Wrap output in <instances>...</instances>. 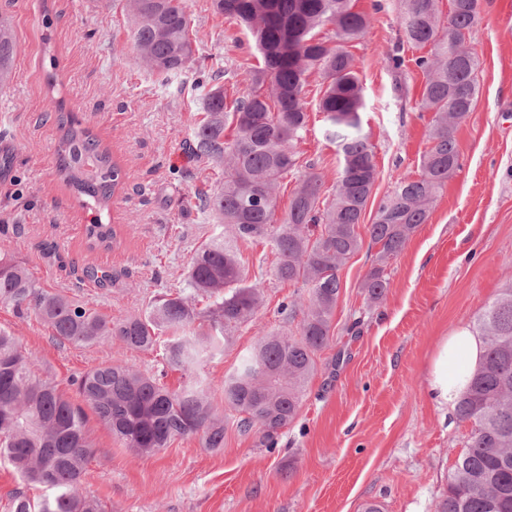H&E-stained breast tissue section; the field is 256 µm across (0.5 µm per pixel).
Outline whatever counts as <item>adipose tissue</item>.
Returning <instances> with one entry per match:
<instances>
[{"label": "adipose tissue", "instance_id": "1", "mask_svg": "<svg viewBox=\"0 0 512 512\" xmlns=\"http://www.w3.org/2000/svg\"><path fill=\"white\" fill-rule=\"evenodd\" d=\"M482 351L481 340L466 328L442 339L427 379V392L435 403L443 407L455 403Z\"/></svg>", "mask_w": 512, "mask_h": 512}]
</instances>
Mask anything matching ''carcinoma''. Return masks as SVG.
<instances>
[{"label": "carcinoma", "mask_w": 512, "mask_h": 512, "mask_svg": "<svg viewBox=\"0 0 512 512\" xmlns=\"http://www.w3.org/2000/svg\"><path fill=\"white\" fill-rule=\"evenodd\" d=\"M401 0L403 42L387 58L405 65L403 44L427 49L414 58L424 75L419 108L432 113L429 147L419 174L395 181L379 203L368 232L379 246L376 263L362 283L379 301L388 288V261L426 223L440 189L460 167L455 136L479 95V60L459 46L480 13V0ZM217 13L246 28L263 66L246 71L247 89L228 98L213 71L203 94L204 117L192 131L190 151L201 163L222 169V185L201 192L187 206L230 235H214L194 253L186 285L155 298L145 311L105 317L58 291H47L28 269L0 253V304L15 314H35L61 343L89 346L119 340L133 350H162L163 365L192 374L224 350L229 333L253 319L263 289L247 281L238 242L263 243L276 255L274 276L309 287L307 304L284 300L281 313L298 321L294 333L257 338L240 366L224 378V405L239 415L240 427L259 426L272 441L298 417L315 355L331 341L332 315L340 290V267L360 248L358 226L372 196L378 171L373 146L362 132L364 89L348 44L363 39L371 15L355 0H214ZM137 59L171 85L194 64L186 0H125ZM331 27L323 39L316 30ZM17 40L0 21V87L14 72ZM318 74L324 90L318 109L325 139L336 145L341 170L321 201L324 181L309 172L297 182L283 218L275 220L281 181L298 165L296 144L307 130L305 87ZM63 130L57 172L83 204L104 212L120 183L121 170L109 150L70 113L58 112ZM88 240L107 249L117 244L111 224L97 220ZM204 309H197L201 302ZM209 322L212 333L193 336L189 327ZM473 330L484 354L467 388L455 401L457 419L471 425L465 449L448 475V489L435 512H512V283L480 311ZM82 404L61 384L39 372L35 357L0 329V459L28 485L44 487L38 500L16 491L10 512H105L77 487L95 453L85 408L126 447L151 456L176 437L198 436L207 448L224 446V418L212 407L202 382L191 378L171 391L160 378L126 365L104 363L71 380Z\"/></svg>", "instance_id": "1"}]
</instances>
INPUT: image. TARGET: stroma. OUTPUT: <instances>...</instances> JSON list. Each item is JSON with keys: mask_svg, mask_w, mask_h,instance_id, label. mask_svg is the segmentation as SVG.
I'll list each match as a JSON object with an SVG mask.
<instances>
[{"mask_svg": "<svg viewBox=\"0 0 512 512\" xmlns=\"http://www.w3.org/2000/svg\"><path fill=\"white\" fill-rule=\"evenodd\" d=\"M383 3L367 36L349 46L378 179L358 227L361 248L338 271L333 340L316 354L299 416L271 445L260 428L241 432L228 415L223 447L185 437L144 457L90 418L96 453L80 491L106 512H362L371 501L383 512H435L446 492L471 426L429 397L430 365L441 340L471 327L512 281V0H483L469 40L481 63L479 97L456 131L461 166L426 224L389 262L385 296L371 306L362 282L378 248L367 227L396 177L418 174L432 119L417 107L422 73L411 65L398 75L390 68L400 2ZM188 14L197 56L222 71L229 97L240 96L245 69L260 62L248 35L225 24L213 0H188ZM1 15L12 21L18 55L11 85L0 90V224L23 227L5 247L42 288L90 301L106 316L141 313L155 296L183 287L195 250L215 231L186 206L195 191L216 183L213 170L186 147L201 113L199 94L169 93L136 64L120 0H0ZM321 91V78L311 74L307 133L297 150L301 172L320 173L330 185L340 157L323 136ZM60 109L107 145L121 167L108 211L123 239L118 247H89L91 214L58 176L62 132L53 114ZM239 250L265 298L223 354L197 371L219 410L225 376L256 338L295 331L280 303L309 292L276 280L268 246L243 242ZM89 266L110 272L111 281L84 278ZM0 328L63 384L109 361L161 375L172 390L186 381L180 371L163 372L157 353L116 340L63 344L36 317L19 319L7 306L0 305Z\"/></svg>", "mask_w": 512, "mask_h": 512, "instance_id": "35a3bbf8", "label": "stroma"}]
</instances>
